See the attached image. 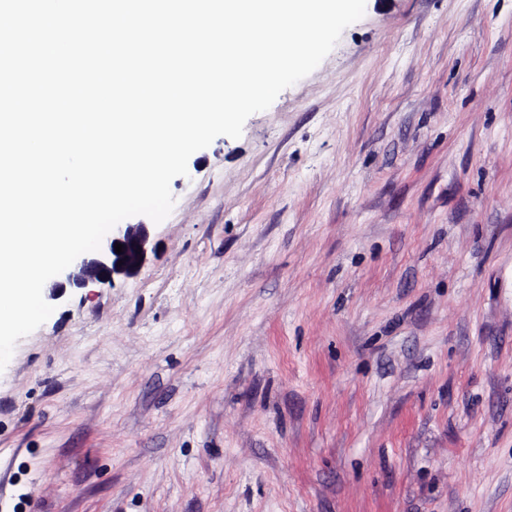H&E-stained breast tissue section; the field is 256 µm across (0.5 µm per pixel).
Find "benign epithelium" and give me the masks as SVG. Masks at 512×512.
<instances>
[{
    "mask_svg": "<svg viewBox=\"0 0 512 512\" xmlns=\"http://www.w3.org/2000/svg\"><path fill=\"white\" fill-rule=\"evenodd\" d=\"M123 245V252H115V244ZM154 250L148 225L118 224L106 236L97 251L81 255L63 271L62 279L50 286L49 298L59 300L65 288H95L113 285L115 281L137 275L145 265L148 254Z\"/></svg>",
    "mask_w": 512,
    "mask_h": 512,
    "instance_id": "obj_1",
    "label": "benign epithelium"
}]
</instances>
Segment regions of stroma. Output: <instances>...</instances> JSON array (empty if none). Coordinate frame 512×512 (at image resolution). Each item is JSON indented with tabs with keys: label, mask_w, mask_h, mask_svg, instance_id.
<instances>
[{
	"label": "stroma",
	"mask_w": 512,
	"mask_h": 512,
	"mask_svg": "<svg viewBox=\"0 0 512 512\" xmlns=\"http://www.w3.org/2000/svg\"><path fill=\"white\" fill-rule=\"evenodd\" d=\"M0 371V512H512V0H366Z\"/></svg>",
	"instance_id": "stroma-1"
}]
</instances>
